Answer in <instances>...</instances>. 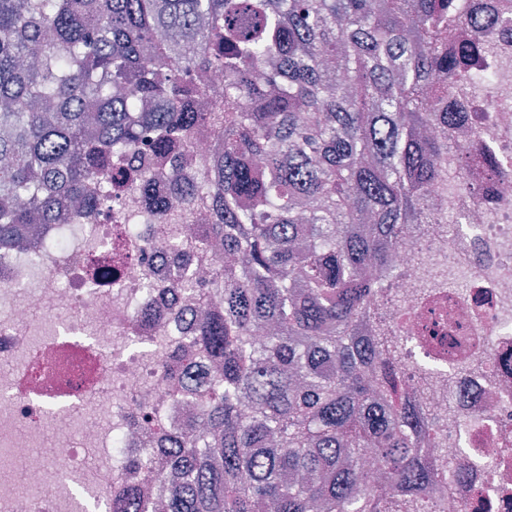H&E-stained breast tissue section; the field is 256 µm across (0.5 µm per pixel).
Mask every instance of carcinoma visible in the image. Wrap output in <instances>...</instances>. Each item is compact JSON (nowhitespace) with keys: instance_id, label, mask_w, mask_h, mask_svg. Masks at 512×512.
Wrapping results in <instances>:
<instances>
[{"instance_id":"carcinoma-1","label":"carcinoma","mask_w":512,"mask_h":512,"mask_svg":"<svg viewBox=\"0 0 512 512\" xmlns=\"http://www.w3.org/2000/svg\"><path fill=\"white\" fill-rule=\"evenodd\" d=\"M512 24V0L484 17L465 0H0V249L23 244L107 178L149 200L152 224H182L216 201L200 247L232 262L209 282L224 307L196 319L177 360L216 374L198 420L160 433L177 475L155 506L131 483L112 512H420L461 467L426 461L448 444L437 391L483 366L411 365L384 298L415 229L448 242V139L496 53L473 26ZM224 72L206 111L202 74ZM224 142L213 180L183 177L193 134ZM170 161L172 204L124 158ZM457 191H471L456 144ZM422 301L463 288L447 252L420 249ZM371 452L383 480L361 464Z\"/></svg>"}]
</instances>
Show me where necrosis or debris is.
<instances>
[{"label": "necrosis or debris", "instance_id": "1", "mask_svg": "<svg viewBox=\"0 0 512 512\" xmlns=\"http://www.w3.org/2000/svg\"><path fill=\"white\" fill-rule=\"evenodd\" d=\"M494 37L503 49L480 66L495 84L471 96L465 122L467 177L477 191L448 203L461 219L448 262L464 270L465 287L440 304L446 328L426 333L431 314L409 287L408 257L398 258L392 283L398 322L427 337L411 346L412 357L437 356L448 370L484 350L482 370L453 389L460 419L448 426L447 447L423 450L429 460L465 462L460 478L436 492L433 512H512V176L488 169L512 173V30ZM87 191L97 204L82 222L58 219L29 247L0 250V512H110L130 464L145 457L156 467L151 494L164 498L157 433L175 436L192 424L194 389L210 372L194 367L181 386L166 375L197 313L221 307L212 293L170 286L179 274L200 278L209 264L188 225H137L118 278L96 280L92 267L111 258L123 218L148 203L136 191L112 199L99 182ZM151 240L155 248L141 255ZM160 310L169 319L157 320ZM147 415L157 427L144 424Z\"/></svg>", "mask_w": 512, "mask_h": 512}]
</instances>
